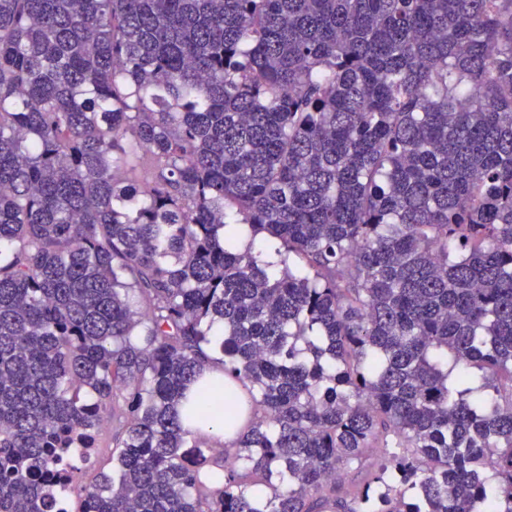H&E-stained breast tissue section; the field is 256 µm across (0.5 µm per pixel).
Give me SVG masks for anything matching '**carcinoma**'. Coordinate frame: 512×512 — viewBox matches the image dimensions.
<instances>
[{"mask_svg":"<svg viewBox=\"0 0 512 512\" xmlns=\"http://www.w3.org/2000/svg\"><path fill=\"white\" fill-rule=\"evenodd\" d=\"M0 512H512V0H0Z\"/></svg>","mask_w":512,"mask_h":512,"instance_id":"obj_1","label":"carcinoma"}]
</instances>
